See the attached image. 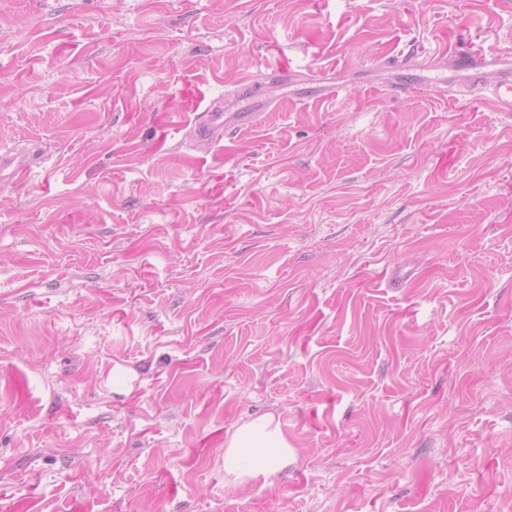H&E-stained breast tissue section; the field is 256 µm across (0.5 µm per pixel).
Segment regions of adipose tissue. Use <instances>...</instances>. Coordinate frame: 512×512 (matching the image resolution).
Masks as SVG:
<instances>
[{"instance_id": "1", "label": "adipose tissue", "mask_w": 512, "mask_h": 512, "mask_svg": "<svg viewBox=\"0 0 512 512\" xmlns=\"http://www.w3.org/2000/svg\"><path fill=\"white\" fill-rule=\"evenodd\" d=\"M293 456V448L279 420L267 413L243 423L227 438L224 473L235 485L265 480L287 467Z\"/></svg>"}]
</instances>
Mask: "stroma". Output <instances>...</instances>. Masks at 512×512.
Returning <instances> with one entry per match:
<instances>
[{"instance_id":"1","label":"stroma","mask_w":512,"mask_h":512,"mask_svg":"<svg viewBox=\"0 0 512 512\" xmlns=\"http://www.w3.org/2000/svg\"><path fill=\"white\" fill-rule=\"evenodd\" d=\"M512 0H0V512H512ZM273 49L258 124L196 115ZM343 86L311 99L319 79ZM275 414L294 459L234 486ZM450 58L459 69L470 72L474 79L480 78L489 63L482 49L475 45L463 51L455 49ZM448 62V58L446 56H431L423 59L422 61H416L409 53L405 55L401 60L392 59L389 61L392 65H395L404 76L411 75L409 71L415 70L418 67L423 66L426 70L429 71H440L442 70ZM494 62H507L509 68L503 76H501L494 86L493 97L495 102L512 110V58L510 54H504L499 57L492 58ZM260 112L224 113V99L210 101L192 128V136L196 140L220 143L226 133L235 127H253L259 120ZM36 160L32 150L13 148L0 153V180L21 181L32 169ZM294 451L272 413L240 425L226 440L224 473L234 485L264 479L288 466Z\"/></svg>"}]
</instances>
